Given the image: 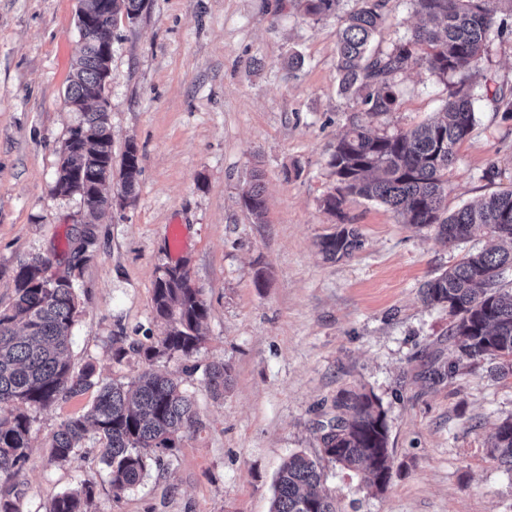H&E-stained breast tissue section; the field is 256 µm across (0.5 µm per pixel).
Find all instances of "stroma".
Instances as JSON below:
<instances>
[{"label":"stroma","mask_w":512,"mask_h":512,"mask_svg":"<svg viewBox=\"0 0 512 512\" xmlns=\"http://www.w3.org/2000/svg\"><path fill=\"white\" fill-rule=\"evenodd\" d=\"M340 14L313 20L290 0H148L137 23L112 27L109 78L112 155L138 148L141 174L126 201L98 222L75 281V368L98 365L126 383L146 366L112 357L113 337L150 344L164 336L152 296L164 268L186 265L208 307L205 342L190 358H160L178 375L202 426L186 434L165 469L114 499L99 445L87 439L70 465L49 445L66 418L96 392L38 412L32 452L13 490L22 512L93 483L94 512H270L274 480L293 452H320L319 421L339 392L365 389L386 413L393 475L375 494L361 475L327 465L326 485L343 512H512V475L490 451L512 415V380L483 360L452 381L424 377L448 361L452 320L420 297L422 285L454 265L477 239L448 245L379 203L349 197L344 211L364 245L330 261L318 248L335 231L322 208L336 187L337 138L361 117L336 72ZM78 0H0V305L13 297L20 263L64 267L65 243L80 230V200L54 192L59 151L78 120L65 88L82 43ZM376 53L390 52L418 23L413 0H388ZM302 65L289 66L291 53ZM393 82L398 104L372 124L378 134L412 129L440 112L449 84L422 63ZM469 83L475 124L448 170V210L512 185V120L485 84L512 89V12L501 11ZM264 173L267 213L255 223L239 202L252 168ZM214 363L232 383L216 397L204 382Z\"/></svg>","instance_id":"stroma-1"}]
</instances>
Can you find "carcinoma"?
<instances>
[{
  "label": "carcinoma",
  "mask_w": 512,
  "mask_h": 512,
  "mask_svg": "<svg viewBox=\"0 0 512 512\" xmlns=\"http://www.w3.org/2000/svg\"><path fill=\"white\" fill-rule=\"evenodd\" d=\"M81 2L84 11L97 17L98 26L85 35L66 88L67 103L95 98L103 78L99 44L111 39L116 18L124 16L133 24L147 7V0ZM341 2L295 0V6L322 20L337 16ZM362 2L340 29L336 70L340 92L360 99L363 119L353 122L336 143L331 164L337 185L323 200L324 209L337 219L336 231L323 236L319 248L326 259L336 261L362 247V235L344 212L346 198L352 195L384 205L404 224L435 228L450 245L476 236L498 241L467 253L426 281L420 293L423 302L448 310L452 318L448 344L455 356L435 366L430 379L451 381L461 366L485 358L497 361L494 372L505 379L512 376V281L505 277L512 270V188L451 213L445 206L448 168L474 123L470 87L460 81L441 115L417 128L392 135H378L370 128L374 118L397 106L392 75L409 61H421L442 80L478 71L498 4L504 0H413L422 24L386 55L373 54L370 46L387 22V0ZM490 100L503 119H512V93L497 88ZM107 172H112L110 121L103 112L83 110L60 153L54 192L79 196L84 213L95 218L107 203L98 190ZM140 173L138 149L130 142L119 166L118 195L133 194ZM240 201L257 223H263L266 194L261 172H252ZM47 263L43 258L21 263L12 301L0 308V482L17 478L30 456L32 413L95 387L91 407L54 432L50 458L65 465L88 436H95L113 497L119 499L141 484L152 465H162L182 437L198 431L202 422L193 398L173 373L147 369L123 385L100 381L93 363L74 370L70 351L78 315L74 275L69 272L52 283L45 275ZM152 302L167 332L136 353L149 363L197 353L205 342L200 330L207 306L200 290L189 286L185 267L167 268L156 278ZM205 380L209 391L221 396L232 381L231 369L213 364L206 369ZM320 443V456L298 451L282 463L270 512H341L336 496L325 486V462L363 474L368 486L378 491L389 483L394 458L386 412L374 394L342 391L336 398V415L321 423ZM492 448L500 466L512 473V416L496 425ZM95 498V485L81 482L55 496L45 512H91Z\"/></svg>",
  "instance_id": "cac0c4a2"
}]
</instances>
